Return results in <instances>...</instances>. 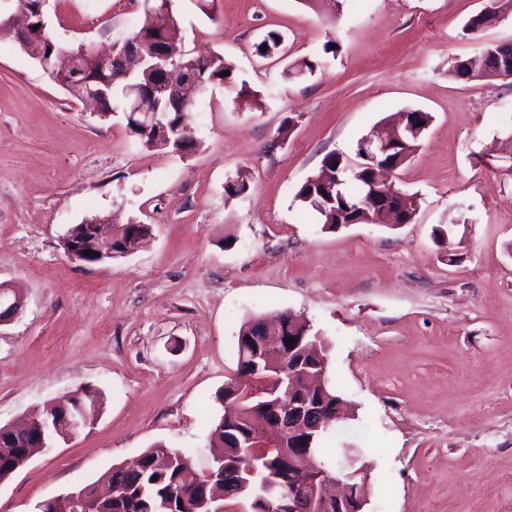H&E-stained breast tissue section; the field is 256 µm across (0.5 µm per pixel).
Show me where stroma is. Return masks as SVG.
Returning <instances> with one entry per match:
<instances>
[{
    "mask_svg": "<svg viewBox=\"0 0 512 512\" xmlns=\"http://www.w3.org/2000/svg\"><path fill=\"white\" fill-rule=\"evenodd\" d=\"M144 0H49V35L106 53ZM486 0H172L182 47L219 54L234 80L195 99L186 154L148 150L102 121L10 38H0V283L25 305L0 328V425L82 387L103 398L73 440L0 484V512L96 480L157 444L206 460L215 395L237 373L249 318L289 311L328 345L354 417L330 445L362 448L365 512H512V79L454 69L512 40V14L462 28ZM278 54L259 57L267 31ZM335 53H327V46ZM321 66L285 78L289 63ZM263 107L240 109L241 85ZM433 120L394 188L408 224L322 228L295 194L330 152L355 156L382 119ZM246 172L249 189L224 185ZM151 225L125 257L65 256L74 224ZM448 225L444 242L433 230Z\"/></svg>",
    "mask_w": 512,
    "mask_h": 512,
    "instance_id": "1",
    "label": "stroma"
}]
</instances>
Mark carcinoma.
<instances>
[{
	"mask_svg": "<svg viewBox=\"0 0 512 512\" xmlns=\"http://www.w3.org/2000/svg\"><path fill=\"white\" fill-rule=\"evenodd\" d=\"M142 35L155 37L168 43L173 48V55L165 63L167 70L176 73L192 87L198 81L209 85L233 81L234 65L217 55L210 58H200L183 54L178 44L182 40L181 26L173 15H151L144 13L141 25L131 33L129 39ZM43 57L48 59L47 71L57 82L65 84L70 79L71 72L63 57L59 56L56 42L44 34L40 37ZM282 43L281 36L269 32L256 45V51L262 57L272 55ZM267 49H262V46ZM86 54L87 76L102 81L116 79V84L123 83L119 72H111L104 62L95 54L84 50ZM320 67L317 61L302 59L288 65L284 75L294 78L302 73L312 75ZM512 68V46L489 42L481 47L478 54L470 57L458 67V73L468 79H478L487 75V70ZM166 93L157 95L155 107L160 112L167 113L164 124L167 126L166 135L158 132L143 134L135 125L129 123L127 128L140 144L151 150H188L194 142L176 140L177 134L173 128L183 127L184 115L191 111L193 97H188L183 110L172 109L168 104ZM370 164L366 161H353L341 154L330 152L326 154L317 173L308 177L296 193V198L307 208L316 212L323 228L334 231L343 223L363 216L364 200L369 193ZM249 189V177L243 172L226 182L225 192L230 195H242ZM152 231L149 224H127L114 232L119 241H138ZM280 330L283 336L302 343V347L292 352L288 357L271 354L269 362L273 366L271 373L284 377L298 374L303 369L319 370L323 361L328 359L327 346L322 337L313 333L305 325L296 326L290 323V315L286 312L280 315ZM263 321L258 318L248 319L242 323L237 336V371L246 381L239 387H227L217 396V401L223 408L222 414L213 421L209 436L211 442L222 448V456L213 459L211 469L214 479L202 475L196 468L193 459L185 453L171 449L165 445H156L138 455L137 464L131 467L127 464L115 465L105 471L96 481L74 489L76 494L89 496L99 484H106L112 490V496L98 502L96 512H170L165 505L180 502L185 497L193 505L195 512H208L212 508L213 498L224 497L225 470L233 471L230 478L232 489L237 497L250 502L252 512H270L269 499L260 491V483L264 476L273 473L279 477L281 492L286 493L292 487L305 481V477L288 465V449L269 448L264 438H272L275 434V422H269L267 435L253 434L245 422H239L238 428L244 429L245 437L236 432L225 430L229 414L233 411L231 404L236 402L241 411H253L258 414H271L276 408L275 400L257 397L266 392L263 384L264 372H256L250 367L248 356L252 345L260 339ZM59 413L68 417H78L85 426L92 425L98 417L99 409L95 392L83 388L65 398ZM60 437L51 433L47 428H40L33 423L29 432L21 437V443L16 448L0 449V481L9 480L15 473V468L22 462L45 452Z\"/></svg>",
	"mask_w": 512,
	"mask_h": 512,
	"instance_id": "carcinoma-1",
	"label": "carcinoma"
}]
</instances>
